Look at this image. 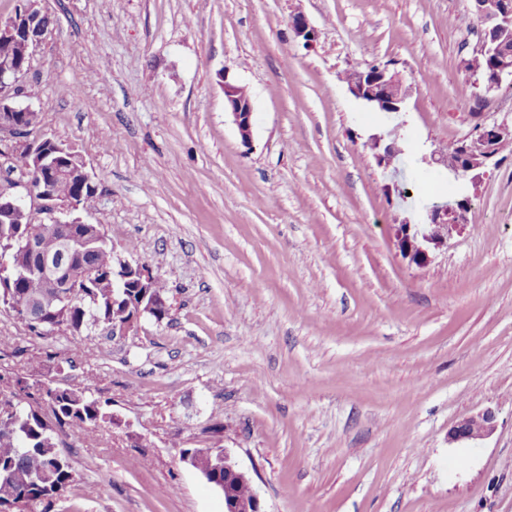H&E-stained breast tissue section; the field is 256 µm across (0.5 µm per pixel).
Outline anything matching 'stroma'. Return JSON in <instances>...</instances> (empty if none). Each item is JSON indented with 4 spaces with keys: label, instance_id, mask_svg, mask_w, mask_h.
I'll list each match as a JSON object with an SVG mask.
<instances>
[{
    "label": "stroma",
    "instance_id": "1",
    "mask_svg": "<svg viewBox=\"0 0 512 512\" xmlns=\"http://www.w3.org/2000/svg\"><path fill=\"white\" fill-rule=\"evenodd\" d=\"M34 129L75 146L98 190L80 215L168 291L167 318L111 338L37 336L0 308V370L112 403L60 434L74 480L51 512H224L184 463L226 448L264 512H512V150L478 183L437 160L512 121V87L463 67L472 0H42ZM305 16L312 47L291 23ZM398 71L404 158L468 224L422 266L371 148L391 127L343 81ZM247 87L250 145L224 109ZM473 444L448 431L484 409ZM222 433L211 434L214 423ZM494 411L486 409L459 421L448 433L450 442H476L495 430Z\"/></svg>",
    "mask_w": 512,
    "mask_h": 512
}]
</instances>
